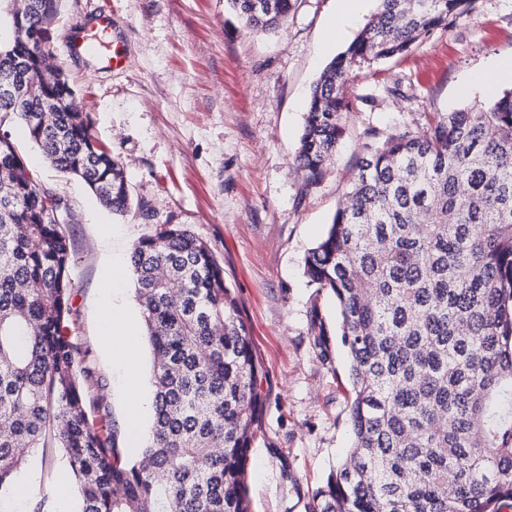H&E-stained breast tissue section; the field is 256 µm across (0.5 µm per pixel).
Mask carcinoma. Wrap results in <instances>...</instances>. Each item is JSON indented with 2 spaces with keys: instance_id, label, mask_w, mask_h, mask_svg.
I'll use <instances>...</instances> for the list:
<instances>
[{
  "instance_id": "carcinoma-1",
  "label": "carcinoma",
  "mask_w": 512,
  "mask_h": 512,
  "mask_svg": "<svg viewBox=\"0 0 512 512\" xmlns=\"http://www.w3.org/2000/svg\"><path fill=\"white\" fill-rule=\"evenodd\" d=\"M249 31L278 28L296 0H225ZM472 0H379L378 11L313 85L295 154L308 185L336 155L355 69L410 53ZM54 0L20 14L38 35ZM38 40L0 39V79ZM69 84L28 81L0 99L60 172L112 213L131 209L123 165L68 107L37 120ZM346 202L304 258L340 315L352 443L313 496L314 512H501L512 501V89L421 133L369 132ZM68 201L0 135V489L36 448H62L80 512H250L245 460L260 424L263 367L224 267L183 224L130 255L152 349L153 424L135 454L89 415L91 372L66 334Z\"/></svg>"
}]
</instances>
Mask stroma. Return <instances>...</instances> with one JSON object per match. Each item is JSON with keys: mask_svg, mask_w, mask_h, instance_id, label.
Segmentation results:
<instances>
[{"mask_svg": "<svg viewBox=\"0 0 512 512\" xmlns=\"http://www.w3.org/2000/svg\"><path fill=\"white\" fill-rule=\"evenodd\" d=\"M366 3L337 40L327 29L337 0H298L271 32H250L224 0H59L43 44L88 112L92 132L125 167L136 207L113 216L77 178L57 172L18 124L4 129L40 180L75 215L70 334L101 377L115 447L127 445V394L101 336L103 284L113 263L166 224L212 247L248 321L264 373L261 425L247 458L252 512H311L313 495L350 446L351 384L334 298L303 274L349 187L369 130L421 131L427 112H450L512 86V0H474L408 55L353 73V106L322 180L306 186L294 166L311 89L376 13ZM108 15L125 54L121 69L69 50L73 32ZM146 210H139V203ZM324 323L326 345L311 333ZM39 477L21 512H57L68 457L38 448Z\"/></svg>", "mask_w": 512, "mask_h": 512, "instance_id": "35a3bbf8", "label": "stroma"}]
</instances>
